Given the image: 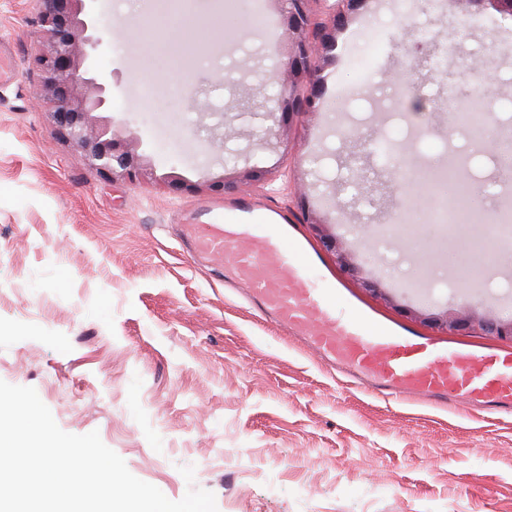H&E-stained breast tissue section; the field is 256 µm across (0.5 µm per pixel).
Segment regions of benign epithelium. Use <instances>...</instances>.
<instances>
[{
    "label": "benign epithelium",
    "mask_w": 512,
    "mask_h": 512,
    "mask_svg": "<svg viewBox=\"0 0 512 512\" xmlns=\"http://www.w3.org/2000/svg\"><path fill=\"white\" fill-rule=\"evenodd\" d=\"M38 23L40 32L47 36L38 58L42 77L40 97L50 105V117L62 141L80 149L88 164L100 174L114 181H146L153 178V169L147 157L138 154L132 146L133 138H124L112 132L109 121L97 116L107 103L106 86L93 76L91 51L101 44V38L90 33L92 22L86 13L88 0H39ZM285 27V42L276 43L274 52L280 57L285 78L279 82L276 102L284 129L276 133L279 142L288 145L289 116L296 112H315L321 108L316 88L303 95L300 83L311 76L313 60L319 48H329L332 34L326 28L312 23L310 0H276ZM367 0H336L331 19V30L343 28L350 17ZM270 176L268 169L258 165L242 169L234 166L221 180L222 190L240 183L263 184ZM312 227L326 249L336 254L340 267L353 277L361 274L359 265L346 250L342 240L329 232V224L317 218ZM453 310L441 314H424L415 309L411 314L432 327L457 334L478 329L486 336L512 340V317H503L485 309Z\"/></svg>",
    "instance_id": "benign-epithelium-1"
}]
</instances>
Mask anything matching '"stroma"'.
Segmentation results:
<instances>
[{"mask_svg": "<svg viewBox=\"0 0 512 512\" xmlns=\"http://www.w3.org/2000/svg\"><path fill=\"white\" fill-rule=\"evenodd\" d=\"M37 0H0V380L34 388L65 432L98 431L137 478L172 500L189 487L214 494L218 512H512V415L422 401L387 403L351 387L278 334L198 266L175 227L258 210L301 225L319 274L394 327L441 338L411 309L441 312L488 299L512 316V261L467 247L512 211V182L491 168L482 223L429 221L442 197L406 193L416 174L459 158L448 115L388 111L404 65L431 42L452 46L436 98L461 64L493 66L492 97L473 99L485 140L512 101V17L463 0L404 12L369 0L315 60L322 107L291 117L288 145L261 147L276 130L266 107L280 69L270 48L284 35L275 0H191L161 27L160 0H92L101 45L93 72L108 89L105 117L136 138L156 179L112 181L59 139L37 95ZM429 30L420 41L416 28ZM374 57L369 78L349 58ZM197 75V97L175 87ZM157 92L142 106L143 83ZM392 136L391 156L367 163L373 182L350 178L352 141ZM270 169L267 184L230 192H172L167 176L210 183L233 165ZM328 222L353 250L377 298L323 250L307 223ZM195 469L186 483L181 467Z\"/></svg>", "mask_w": 512, "mask_h": 512, "instance_id": "35a3bbf8", "label": "stroma"}]
</instances>
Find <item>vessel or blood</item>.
I'll return each mask as SVG.
<instances>
[{"label": "vessel or blood", "instance_id": "obj_1", "mask_svg": "<svg viewBox=\"0 0 512 512\" xmlns=\"http://www.w3.org/2000/svg\"><path fill=\"white\" fill-rule=\"evenodd\" d=\"M200 258L231 271V287L350 385L400 403L415 396L471 410L512 414V351L477 353L374 321L337 305L312 275L315 260L295 224L250 212L227 221L180 224Z\"/></svg>", "mask_w": 512, "mask_h": 512}]
</instances>
